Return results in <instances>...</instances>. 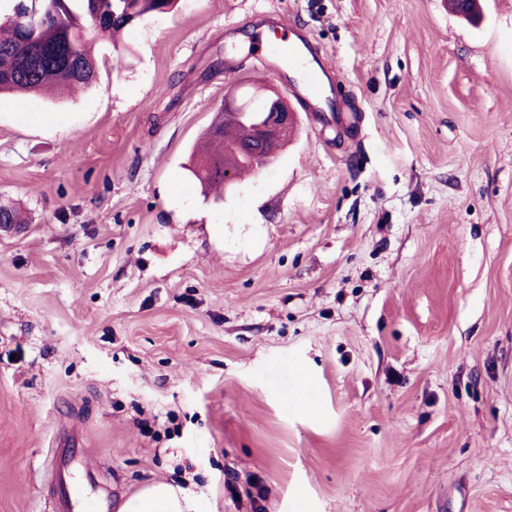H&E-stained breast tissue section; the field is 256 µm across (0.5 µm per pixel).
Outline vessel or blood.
Instances as JSON below:
<instances>
[{"instance_id": "vessel-or-blood-1", "label": "vessel or blood", "mask_w": 512, "mask_h": 512, "mask_svg": "<svg viewBox=\"0 0 512 512\" xmlns=\"http://www.w3.org/2000/svg\"><path fill=\"white\" fill-rule=\"evenodd\" d=\"M250 53L262 61L274 57V64H268L267 70L272 77L285 82L299 111L322 124L343 122L350 106L342 99L330 98L328 90L333 79L317 45L284 34L277 45L271 46L259 31L251 43ZM82 459V449L58 448L47 460L57 483L58 512H112L111 496L89 495L74 482L73 473Z\"/></svg>"}]
</instances>
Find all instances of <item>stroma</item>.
Here are the masks:
<instances>
[{
    "instance_id": "35a3bbf8",
    "label": "stroma",
    "mask_w": 512,
    "mask_h": 512,
    "mask_svg": "<svg viewBox=\"0 0 512 512\" xmlns=\"http://www.w3.org/2000/svg\"><path fill=\"white\" fill-rule=\"evenodd\" d=\"M317 42L359 111L204 197L226 92L282 86L254 19ZM90 85L0 96V512L54 448L123 502L512 512V0H177L92 36ZM195 498L180 487L152 483L127 498L119 512H195Z\"/></svg>"
}]
</instances>
